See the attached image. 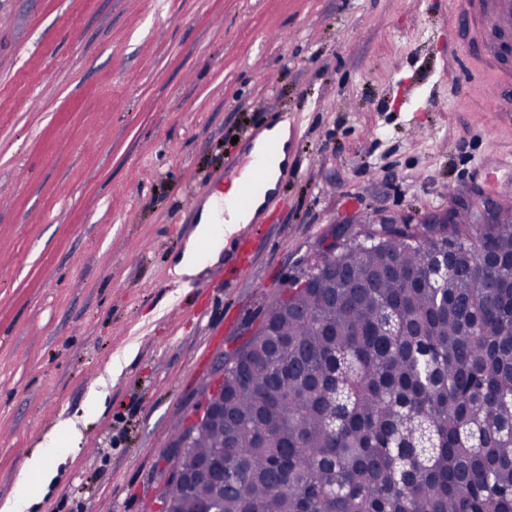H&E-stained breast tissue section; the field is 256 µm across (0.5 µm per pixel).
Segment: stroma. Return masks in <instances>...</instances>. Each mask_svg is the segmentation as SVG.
<instances>
[{"mask_svg": "<svg viewBox=\"0 0 512 512\" xmlns=\"http://www.w3.org/2000/svg\"><path fill=\"white\" fill-rule=\"evenodd\" d=\"M448 50V0H0V501L69 421L29 512H145L225 352L332 239L506 203L512 119ZM288 113L294 170L237 279L172 273L192 197ZM470 205H474L479 208L484 218V221L486 220V218H491L492 216L497 215L499 212L498 206L486 199H476L473 197L460 198L454 202L453 206L448 210V213L446 212L443 215H434L429 220L438 219L446 221L448 219V215H450L453 211L462 210Z\"/></svg>", "mask_w": 512, "mask_h": 512, "instance_id": "1", "label": "stroma"}]
</instances>
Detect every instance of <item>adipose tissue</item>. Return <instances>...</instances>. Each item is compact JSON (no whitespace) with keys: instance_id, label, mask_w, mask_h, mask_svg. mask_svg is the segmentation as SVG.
<instances>
[{"instance_id":"1","label":"adipose tissue","mask_w":512,"mask_h":512,"mask_svg":"<svg viewBox=\"0 0 512 512\" xmlns=\"http://www.w3.org/2000/svg\"><path fill=\"white\" fill-rule=\"evenodd\" d=\"M239 192L238 183H230L215 191L210 204L200 214L199 224L191 237L190 245L174 268L176 277L193 278L210 265L215 264L222 249L241 228L254 219V212H228L219 214L217 201L234 199ZM81 433L72 424L60 425L48 434L38 450L17 475L13 494L0 503V512H28L43 496L52 475L48 470V459L55 455L61 444L76 445Z\"/></svg>"}]
</instances>
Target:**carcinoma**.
I'll list each match as a JSON object with an SVG mask.
<instances>
[{
	"label": "carcinoma",
	"instance_id": "carcinoma-1",
	"mask_svg": "<svg viewBox=\"0 0 512 512\" xmlns=\"http://www.w3.org/2000/svg\"><path fill=\"white\" fill-rule=\"evenodd\" d=\"M336 258L225 354L188 469L224 454L223 512H512V208L368 224ZM168 493L200 512L211 485Z\"/></svg>",
	"mask_w": 512,
	"mask_h": 512
}]
</instances>
